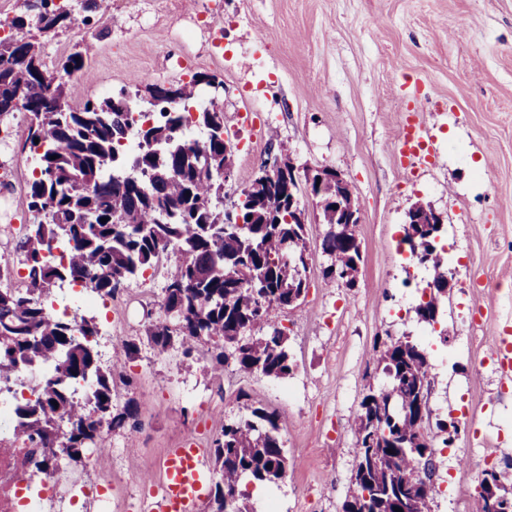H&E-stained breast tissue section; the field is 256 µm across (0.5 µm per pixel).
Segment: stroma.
Segmentation results:
<instances>
[{"mask_svg":"<svg viewBox=\"0 0 512 512\" xmlns=\"http://www.w3.org/2000/svg\"><path fill=\"white\" fill-rule=\"evenodd\" d=\"M92 45L81 81L111 95L135 93L137 76L161 85L216 77L207 89L233 127L236 166L224 186L232 207L275 151L298 171L337 170L355 189L362 249L355 287L327 278L321 243L328 225L304 199L311 251L307 291L280 313L294 370L277 379L220 367L200 343L195 362L181 349L155 354L145 342L170 264L127 283L93 310L103 366L131 378L117 406H142L138 432H112L106 462L86 459L88 486L112 475V503L126 512L158 472L168 449L195 434L210 447L243 403L276 411L291 461L275 484L247 485L249 512H342L358 448L353 418L369 389L387 386L378 363L389 339L418 336L414 308L433 278L396 247L417 204L444 217L438 251L453 287L427 348L433 365L427 432L456 423L453 446L437 455L432 512H478L479 483L494 465L512 490V382L491 361L512 330V0H110L102 19L46 37L55 58L80 39ZM434 165L400 173L395 144L412 100ZM0 144V189L15 225L32 223L22 189L33 168L18 144ZM140 351L127 358L122 340Z\"/></svg>","mask_w":512,"mask_h":512,"instance_id":"obj_1","label":"stroma"}]
</instances>
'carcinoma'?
Here are the masks:
<instances>
[{
    "mask_svg": "<svg viewBox=\"0 0 512 512\" xmlns=\"http://www.w3.org/2000/svg\"><path fill=\"white\" fill-rule=\"evenodd\" d=\"M43 0H25L27 15L10 21L12 35L0 39V117L23 115L21 151L36 156L39 175L27 182L25 199L37 222L8 237L23 257L26 288H0V382L27 370L47 369L34 398L16 403L15 440L34 448L67 444L74 466L98 447L104 431L140 425L141 406L114 409V373L98 362L94 318H62L47 307L59 282L86 283L101 299L115 296L128 280L162 259L176 263L163 288L162 314L145 335L161 356L179 346L191 357L194 344L213 343L211 359L243 373L285 378L292 371L285 332L276 321L291 298L307 289L296 262L310 249L306 225L283 221L288 206L280 189L242 191L239 207L249 224H229L217 203L224 195L219 172L235 162L224 149V113L201 112L206 130L199 142L182 133V112L199 82L178 87L180 101L152 119L110 97L90 95L77 79L86 67L89 44L48 65L30 35L69 28L73 6L42 11ZM135 135L141 148L130 164L121 146ZM39 142H34V139ZM323 223L337 226L322 241L327 275L355 278L362 255L350 251L352 230L336 224L329 195L315 197ZM426 225L404 236L410 253L444 271L441 254L426 247ZM446 293L434 288L415 308L431 323ZM268 328L263 336L250 332ZM379 363L386 388L369 390L354 418L358 461L355 490L344 512H430L436 491L437 449L423 432L421 402L431 392V363L405 336L384 345ZM221 472L211 512H222L219 493L231 497L232 512H246L243 484L276 483L290 463L279 436L276 412L245 405L224 425L211 450Z\"/></svg>",
    "mask_w": 512,
    "mask_h": 512,
    "instance_id": "cac0c4a2",
    "label": "carcinoma"
}]
</instances>
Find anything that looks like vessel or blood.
<instances>
[{
	"mask_svg": "<svg viewBox=\"0 0 512 512\" xmlns=\"http://www.w3.org/2000/svg\"><path fill=\"white\" fill-rule=\"evenodd\" d=\"M425 148L423 131L413 118H406L397 136L399 164L417 158ZM151 512H201L209 494L204 448L191 437L169 449L160 475L148 478Z\"/></svg>",
	"mask_w": 512,
	"mask_h": 512,
	"instance_id": "vessel-or-blood-1",
	"label": "vessel or blood"
}]
</instances>
